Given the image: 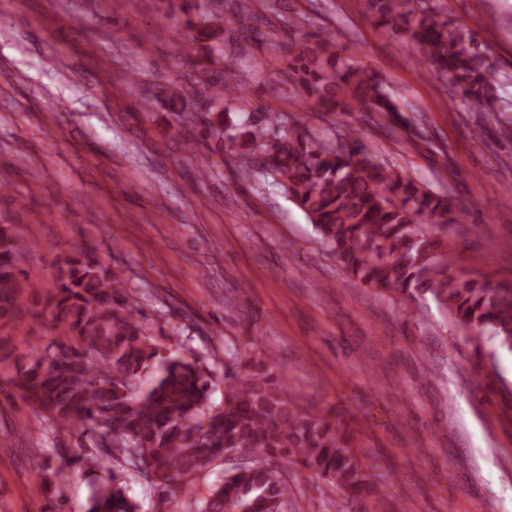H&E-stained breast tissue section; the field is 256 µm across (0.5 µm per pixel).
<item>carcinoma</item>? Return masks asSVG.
<instances>
[{
  "label": "carcinoma",
  "instance_id": "obj_1",
  "mask_svg": "<svg viewBox=\"0 0 512 512\" xmlns=\"http://www.w3.org/2000/svg\"><path fill=\"white\" fill-rule=\"evenodd\" d=\"M365 12L406 34L434 75L457 93L455 105L494 111L497 72L474 33L443 16L438 0H362ZM288 67L270 75L309 108L368 112L377 125L399 112L378 75L340 58L329 42H288ZM194 79L207 101L240 96L232 68L224 83ZM207 134L245 171L258 166L307 216L343 272L364 288L417 315L429 294L479 349L512 352V288L458 273L448 230L466 210L379 160L346 124L325 140L278 115L234 122L206 118ZM15 225L0 224V330L27 314L51 316L61 338L43 351L0 357L15 392L56 431L89 438L94 450L61 463L94 472L87 512H139L127 495L130 472L153 489L154 512H297L288 467L332 487L375 492L347 426L300 405L279 381L276 364L256 341L229 350L224 401L210 402L211 375L201 360L146 334L144 313L121 280L93 254L69 256L50 287L32 292L22 269ZM237 457L200 492L198 477L217 459Z\"/></svg>",
  "mask_w": 512,
  "mask_h": 512
}]
</instances>
